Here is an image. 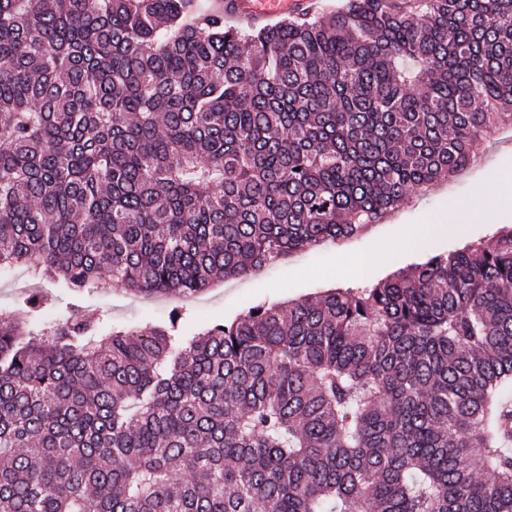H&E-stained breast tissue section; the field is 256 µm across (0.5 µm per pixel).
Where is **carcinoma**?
<instances>
[{"instance_id": "obj_1", "label": "carcinoma", "mask_w": 512, "mask_h": 512, "mask_svg": "<svg viewBox=\"0 0 512 512\" xmlns=\"http://www.w3.org/2000/svg\"><path fill=\"white\" fill-rule=\"evenodd\" d=\"M512 123V0H0V268L194 297ZM0 314V512H512V227L185 336ZM234 1L236 10L248 20L264 23L283 13H297L306 9L310 0H227ZM282 17L274 18L269 23H276Z\"/></svg>"}]
</instances>
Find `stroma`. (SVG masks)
I'll return each mask as SVG.
<instances>
[{
	"instance_id": "1",
	"label": "stroma",
	"mask_w": 512,
	"mask_h": 512,
	"mask_svg": "<svg viewBox=\"0 0 512 512\" xmlns=\"http://www.w3.org/2000/svg\"><path fill=\"white\" fill-rule=\"evenodd\" d=\"M512 166V124L500 125L490 142L481 148L477 162L457 178L434 184L423 195H410L382 223L360 236L339 243H326L308 252L281 260L265 271L244 279L229 278L213 284L204 294L187 304L186 330L196 331L218 321H232L257 304L278 305L304 297H317L327 290L347 288L361 280L378 281L399 269L421 263L435 255H446L466 245L490 240L501 228L512 225V214L476 217L464 226L446 225L437 235L422 234L423 225L447 214L450 208L470 206L486 183L483 172L491 165ZM405 237L406 250L393 247L394 237ZM372 255L377 265L360 267L356 257ZM50 295L52 303L42 315V322H60L72 304L82 305L86 313L108 310L113 324L133 327L155 322L167 316L176 301L170 297L146 300L123 288H113L102 296L87 291L75 296L33 280L23 268L0 276V313L12 311L15 300L33 290Z\"/></svg>"
}]
</instances>
